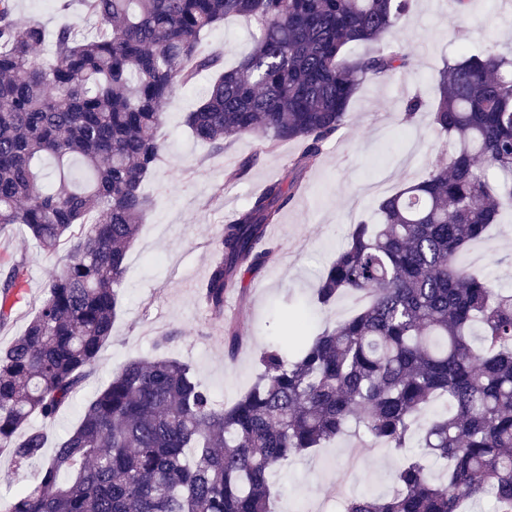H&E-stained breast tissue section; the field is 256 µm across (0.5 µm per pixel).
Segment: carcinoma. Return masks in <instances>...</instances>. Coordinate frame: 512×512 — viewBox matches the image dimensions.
Instances as JSON below:
<instances>
[{"mask_svg":"<svg viewBox=\"0 0 512 512\" xmlns=\"http://www.w3.org/2000/svg\"><path fill=\"white\" fill-rule=\"evenodd\" d=\"M411 2L82 0L89 29L60 27L41 59L42 27L18 24L14 0H0V225H23L45 252L67 245L24 333L0 348V450L16 468L45 455L31 419L67 408L112 339L127 254L151 206L141 186L162 161V105L220 66L197 52L200 37L229 16L257 29L251 52L186 113L192 136L215 151L231 137L302 144L291 180L255 193L214 244L201 297L222 320L224 291L276 260L268 227L347 124L361 84L411 65L398 33ZM363 43L376 52L345 58ZM438 91L432 123L448 135V162L353 225L316 288L323 307L364 296L355 315L310 336L290 312L284 341L261 352L255 382L229 407L167 354L179 332L161 333L159 355L115 371L0 512H271L274 473L353 422L358 447L382 445L399 464L391 495L350 497L344 512H476L486 497L512 512V291L459 262L512 205V50L446 60ZM25 269L21 256L0 274V325ZM241 342L224 325L227 358ZM437 397L450 411L420 426L425 452L412 454ZM431 457L446 468L441 482Z\"/></svg>","mask_w":512,"mask_h":512,"instance_id":"cac0c4a2","label":"carcinoma"}]
</instances>
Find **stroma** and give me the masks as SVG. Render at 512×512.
I'll return each instance as SVG.
<instances>
[{
    "mask_svg": "<svg viewBox=\"0 0 512 512\" xmlns=\"http://www.w3.org/2000/svg\"><path fill=\"white\" fill-rule=\"evenodd\" d=\"M19 24L37 23L46 35L65 24L83 22L79 0L59 11L55 0H15ZM413 49L409 69L385 81L364 83L349 106V120L327 144L319 164L302 176L300 190L269 233L279 244L277 261L256 275L246 276L242 288L224 297V320H213L200 298L214 242L223 225L248 198L267 183L290 180V161L301 146L281 142L267 151L258 139L228 140L215 152L195 141L183 126V115L203 98L212 77L202 74L194 83L177 88L167 100L166 120L158 132L164 145L157 171L143 185L152 205L130 249L121 286L122 305L112 328V340L100 353L96 374L77 393L71 407L42 426L48 446H55L78 423L80 409L125 363L150 355L161 332L178 330L181 339L171 352L191 364L197 381L216 400L233 404L254 382L260 353L285 332V300L303 303L313 330L354 315L359 300L340 297L329 308L318 305L314 292L319 279L350 228L371 213L378 200L403 184L423 179L432 161L443 152L447 138L432 123L429 109L436 93V76L445 59L460 49L471 53L512 47V0H471L459 15L456 0H418L415 10L400 22ZM256 35L240 18L228 19L199 43L203 55H221L225 65L247 52ZM426 103L412 123H404L407 98ZM253 158L248 176L237 183L224 181V172L243 158ZM27 258L26 282L13 300L9 323L0 327V347L23 333L46 294L53 275L66 261V248L41 250L21 225L0 228V270L19 256ZM461 265L512 290V210L503 211L481 240L460 257ZM237 322L243 347L235 359L224 356V321ZM357 439L344 434L328 447L299 455L282 466L274 481L279 489L275 512H339L347 498L392 492L397 460L378 446L351 463Z\"/></svg>",
    "mask_w": 512,
    "mask_h": 512,
    "instance_id": "1",
    "label": "stroma"
}]
</instances>
